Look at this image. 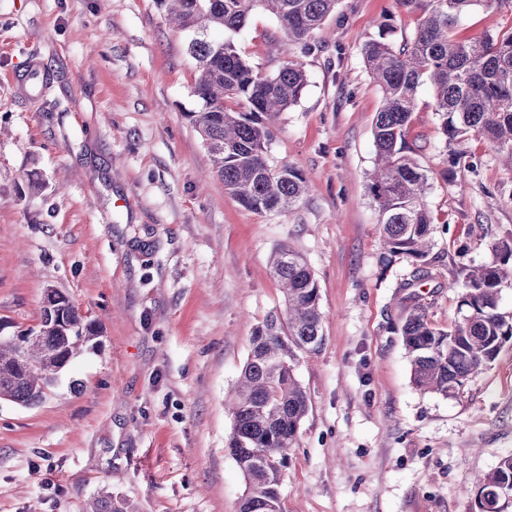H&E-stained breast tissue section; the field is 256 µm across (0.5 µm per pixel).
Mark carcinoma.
Wrapping results in <instances>:
<instances>
[{
	"label": "carcinoma",
	"instance_id": "1",
	"mask_svg": "<svg viewBox=\"0 0 512 512\" xmlns=\"http://www.w3.org/2000/svg\"><path fill=\"white\" fill-rule=\"evenodd\" d=\"M164 18L182 32L196 61L192 93L200 109L190 113L211 156L210 174L224 182L244 207L284 216L299 207L309 183L290 164L273 166L268 149L277 118L301 99L308 84L304 66L289 58L292 48H317L314 37L336 13L340 0H155ZM493 0H395L414 17L412 39L395 45L394 26L379 23L378 36L362 48L371 77L382 91L374 120L377 153L370 194L379 213L383 247L392 256L422 260L431 247L426 207L428 175L413 157L407 136L422 79L434 87L433 110L449 143L450 162L464 157L460 147L472 134L484 137L512 163V29L478 41L454 36L460 18ZM262 9L279 22L284 64L262 73L230 39ZM236 103L231 108L228 102ZM272 272L283 290L286 310L255 328L250 352L234 395L226 406L233 428L226 448L246 482L239 512H283L281 485L308 397L295 377L300 353L324 344L319 287L305 259L286 244L272 256ZM507 275L497 266L462 270L461 317L448 329L434 327L418 302L401 326L411 362V379L423 392L456 394L464 379L496 358L512 341V316L499 311L498 288ZM69 296L45 289L37 327L20 342L0 338V401L40 403L82 348L98 336ZM512 495V455L478 479L476 512H499ZM86 512H125L102 494Z\"/></svg>",
	"mask_w": 512,
	"mask_h": 512
}]
</instances>
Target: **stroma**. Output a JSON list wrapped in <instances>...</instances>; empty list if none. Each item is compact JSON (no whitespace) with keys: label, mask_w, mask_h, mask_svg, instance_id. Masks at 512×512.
I'll list each match as a JSON object with an SVG mask.
<instances>
[{"label":"stroma","mask_w":512,"mask_h":512,"mask_svg":"<svg viewBox=\"0 0 512 512\" xmlns=\"http://www.w3.org/2000/svg\"><path fill=\"white\" fill-rule=\"evenodd\" d=\"M387 16L395 42L413 37L394 0H340L303 56L308 85L268 159L310 192L282 218L210 176L188 119L195 62L155 0H0V336L37 326L48 287L101 327L42 403L0 401V512H84L102 490L128 512H238L224 402L254 328L284 310L270 272L282 243L315 275L325 336L294 367L310 408L283 512H475L476 475L512 455V342L446 398L412 384L400 328L415 298L448 328L461 268L500 264L512 170L478 136L450 167L422 85L408 140L430 181L432 249L422 263L386 253L369 193L382 93L362 47ZM510 28L512 0H493L455 36ZM280 36L259 9L233 40L271 73ZM34 64L51 80L26 98L11 79Z\"/></svg>","instance_id":"1"}]
</instances>
